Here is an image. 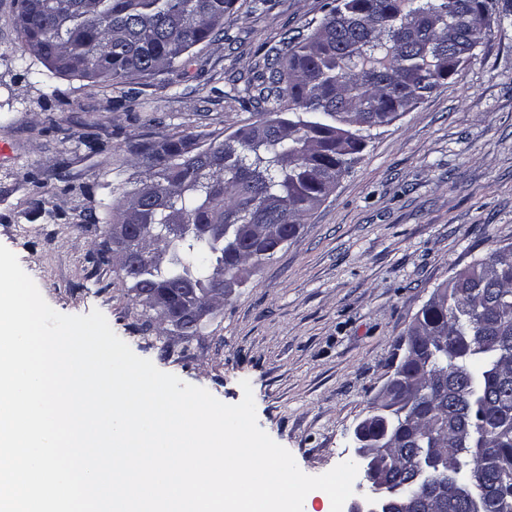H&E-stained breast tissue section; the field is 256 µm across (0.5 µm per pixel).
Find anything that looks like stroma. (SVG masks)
I'll list each match as a JSON object with an SVG mask.
<instances>
[{
  "label": "stroma",
  "instance_id": "35a3bbf8",
  "mask_svg": "<svg viewBox=\"0 0 512 512\" xmlns=\"http://www.w3.org/2000/svg\"><path fill=\"white\" fill-rule=\"evenodd\" d=\"M324 3L236 0L229 39L194 48L183 78L99 87L28 53L14 0H0V244L52 308L100 310L159 370L230 405L248 380L259 427L309 475L355 460L354 429L433 291L512 245V0H489L504 21L476 55L372 130L296 236L197 335L141 332V305L118 267L95 264L101 235L80 216L93 207L109 222L119 191L144 178L133 144L253 122L248 79L284 30L317 24Z\"/></svg>",
  "mask_w": 512,
  "mask_h": 512
}]
</instances>
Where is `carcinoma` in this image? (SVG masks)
<instances>
[{"instance_id":"obj_1","label":"carcinoma","mask_w":512,"mask_h":512,"mask_svg":"<svg viewBox=\"0 0 512 512\" xmlns=\"http://www.w3.org/2000/svg\"><path fill=\"white\" fill-rule=\"evenodd\" d=\"M22 42L52 72L105 87L170 75L191 51L228 38L235 0H15ZM486 0H328L315 26L285 30L248 81L251 99L286 110L261 138L241 127L134 146L148 182L124 192L115 224H206L175 230L160 266L136 257L128 278L151 328L143 293L174 306L217 287L222 262L249 276L293 238L302 218L358 160L373 129L388 125L433 92L484 43ZM95 259L112 262L102 232ZM429 298L408 334L409 355L393 375L425 387L374 400L363 435L386 440L391 483L414 512H466L454 492L479 485L483 512H503L497 489L512 484V247L474 259ZM435 444L451 462L447 479H415L411 460Z\"/></svg>"}]
</instances>
